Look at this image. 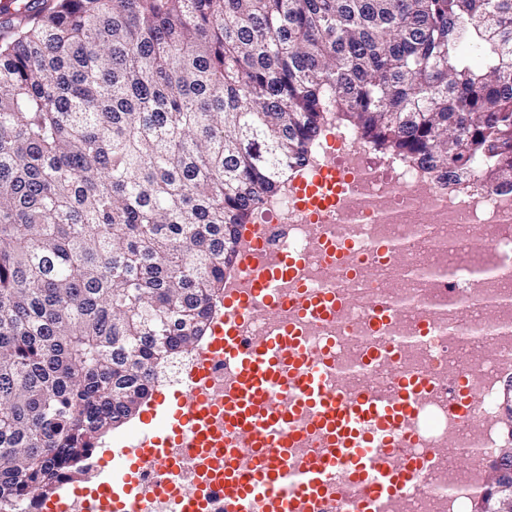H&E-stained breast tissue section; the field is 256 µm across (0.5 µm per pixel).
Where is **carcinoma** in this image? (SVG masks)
<instances>
[{
  "mask_svg": "<svg viewBox=\"0 0 512 512\" xmlns=\"http://www.w3.org/2000/svg\"><path fill=\"white\" fill-rule=\"evenodd\" d=\"M0 23V512L83 473L200 344L240 229L329 114L512 187V0H45Z\"/></svg>",
  "mask_w": 512,
  "mask_h": 512,
  "instance_id": "cac0c4a2",
  "label": "carcinoma"
}]
</instances>
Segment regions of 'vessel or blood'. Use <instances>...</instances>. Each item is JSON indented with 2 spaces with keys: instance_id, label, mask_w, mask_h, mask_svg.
I'll use <instances>...</instances> for the list:
<instances>
[{
  "instance_id": "obj_1",
  "label": "vessel or blood",
  "mask_w": 512,
  "mask_h": 512,
  "mask_svg": "<svg viewBox=\"0 0 512 512\" xmlns=\"http://www.w3.org/2000/svg\"><path fill=\"white\" fill-rule=\"evenodd\" d=\"M344 181L321 168L299 187L305 211L333 209ZM351 249L336 245L332 288L303 280L309 253L241 251L252 287L225 289L188 391L159 394L137 445L103 453L100 467L124 464L93 495L134 512L220 448L223 478L182 492L181 512H479L499 451L512 446V255L481 287L462 277L420 289L411 312L401 289L364 293ZM259 305L288 306L287 323L246 335ZM482 320L490 335L474 332ZM312 322L334 329L310 336ZM218 361L224 395L214 398Z\"/></svg>"
}]
</instances>
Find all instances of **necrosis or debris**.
Masks as SVG:
<instances>
[{"instance_id":"1","label":"necrosis or debris","mask_w":512,"mask_h":512,"mask_svg":"<svg viewBox=\"0 0 512 512\" xmlns=\"http://www.w3.org/2000/svg\"><path fill=\"white\" fill-rule=\"evenodd\" d=\"M325 165L335 166L347 178L335 210L309 217L297 205L292 190L284 189L258 205L239 248L260 239L270 256L289 247L307 250L312 259L303 278L321 286L329 280V266L320 257L325 245L335 244L337 235L349 226H359L363 238L351 261L363 269L377 268V275L365 280L374 294L391 284L394 275L388 262L372 251L377 240L406 246L412 273L402 285L413 290L434 287L463 270L486 269L488 257L500 246L498 239L487 237L452 252L449 229L480 224L512 227V188L496 184L478 169L465 177L443 176L425 166L375 155L368 142L337 119L316 141L298 175L310 177Z\"/></svg>"}]
</instances>
